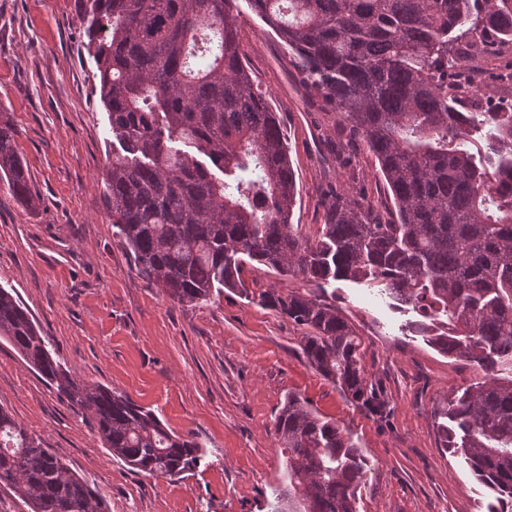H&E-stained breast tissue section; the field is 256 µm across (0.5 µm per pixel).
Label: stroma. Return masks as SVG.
<instances>
[{"label":"stroma","instance_id":"35a3bbf8","mask_svg":"<svg viewBox=\"0 0 512 512\" xmlns=\"http://www.w3.org/2000/svg\"><path fill=\"white\" fill-rule=\"evenodd\" d=\"M245 64L276 112L296 174L291 216L303 233L323 220L332 182L384 195L374 161L349 147L340 167L328 143L336 115L300 81L287 46L236 0ZM95 62L81 0H0V113L18 131L36 197L0 182V286L49 336L57 359L85 383L127 394L206 452L183 478L137 474L104 448L87 412L69 406L0 341V408L43 437L105 495L109 512H272L287 455L272 419L295 393L362 448L368 473L358 512H487L488 490L443 448L436 412L457 389L512 378L442 355L374 282L332 280L328 300L363 340L362 362L387 401L362 411L306 360L305 331L277 312L224 291L206 305L174 303L142 277L113 233L103 180L118 153L94 92Z\"/></svg>","mask_w":512,"mask_h":512}]
</instances>
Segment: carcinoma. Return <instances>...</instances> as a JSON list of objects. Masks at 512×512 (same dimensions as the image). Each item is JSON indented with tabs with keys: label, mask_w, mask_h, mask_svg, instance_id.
Masks as SVG:
<instances>
[{
	"label": "carcinoma",
	"mask_w": 512,
	"mask_h": 512,
	"mask_svg": "<svg viewBox=\"0 0 512 512\" xmlns=\"http://www.w3.org/2000/svg\"><path fill=\"white\" fill-rule=\"evenodd\" d=\"M291 51L302 81L338 116L336 136L378 165L386 200L331 183L311 235L291 223L288 143L245 65L233 0H84L100 100L123 152L105 175L111 224L138 272L196 307L248 294L244 275L383 285L419 311L440 353L485 372L512 362V0H249ZM0 116V178L33 200ZM486 147L464 148L476 139ZM222 176H216L211 168ZM307 330L309 364L368 413L385 400L361 362L363 342L314 292L258 294ZM0 339L67 402L91 413L132 471L179 477L202 458L122 393L91 386L55 358L29 310L0 287ZM443 447L512 512V380L469 386L438 412ZM273 427L304 512H358L362 449L292 394ZM30 512H108L103 494L45 440L0 408V487Z\"/></svg>",
	"instance_id": "cac0c4a2"
}]
</instances>
